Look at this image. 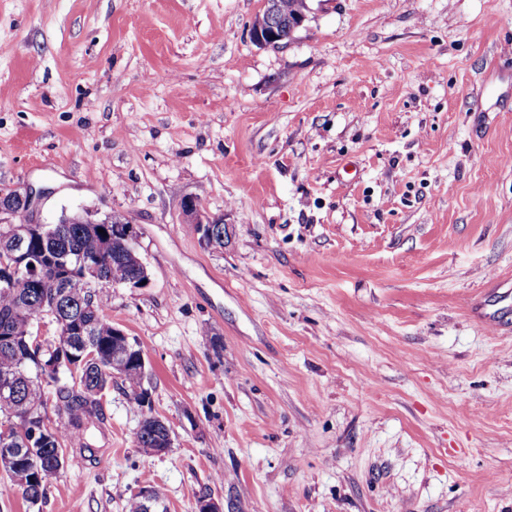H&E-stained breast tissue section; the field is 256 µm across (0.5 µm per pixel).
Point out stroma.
Returning <instances> with one entry per match:
<instances>
[{
  "mask_svg": "<svg viewBox=\"0 0 512 512\" xmlns=\"http://www.w3.org/2000/svg\"><path fill=\"white\" fill-rule=\"evenodd\" d=\"M310 6L0 0V189L136 224L107 312L172 436L114 379L38 512H512V0ZM276 2L279 4L278 10L282 14H288V16H292L295 11L300 9L304 4L300 11L295 15L293 25H291V31L302 27L308 20V14L310 12L308 4L309 0H276ZM183 213L186 217L188 224H197L199 230L198 232L201 234V242L206 247H214L215 242L214 239L217 236V229L214 228L215 221L205 217L201 210L198 207L196 201L192 199H188L185 201L183 206ZM223 222V219L218 218L215 227L218 228V225ZM224 224V222L222 223ZM170 432L171 428L168 423L150 412L143 420L140 421L139 429L136 433V440L140 448H143L150 454L159 455L166 453L169 448H171L172 437ZM168 436L169 444L166 445L165 448H156L157 446L154 444L156 439L158 437L164 439Z\"/></svg>",
  "mask_w": 512,
  "mask_h": 512,
  "instance_id": "35a3bbf8",
  "label": "stroma"
}]
</instances>
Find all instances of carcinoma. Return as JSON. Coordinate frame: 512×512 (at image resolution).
<instances>
[{"instance_id":"obj_1","label":"carcinoma","mask_w":512,"mask_h":512,"mask_svg":"<svg viewBox=\"0 0 512 512\" xmlns=\"http://www.w3.org/2000/svg\"><path fill=\"white\" fill-rule=\"evenodd\" d=\"M114 254L119 258L101 266L98 275L83 271L81 263L97 264ZM27 256L43 266L50 258L58 266H69L62 287L64 297L55 307L52 296L34 288L32 272L24 268L8 273L6 269L17 260L8 256L0 260V276L5 278L0 281V388L7 385L15 389L13 397L0 396V448L25 449L23 459L31 479L18 486V491L34 507L45 498L48 481L57 474L59 458L64 456L63 435L47 417L44 388L55 387L58 419L64 422L71 439L83 442L87 424L100 412V403L90 400L86 390L104 391L112 385V353L121 343L112 338L107 298L97 291L96 277L114 281L130 278L136 274L137 262L121 242L112 238L110 224H56L50 232L35 225L29 230ZM39 317L51 318L60 331L79 323L89 325V335L75 339V354H81L84 347L93 354L80 368L79 385L61 384L39 375L35 356L49 358L51 354L24 331L26 323ZM139 368L138 359L129 357L120 379L133 402L143 407L145 396L135 392L141 386ZM170 432L167 422L150 413L140 421L136 440L142 448H153L156 439H164Z\"/></svg>"}]
</instances>
